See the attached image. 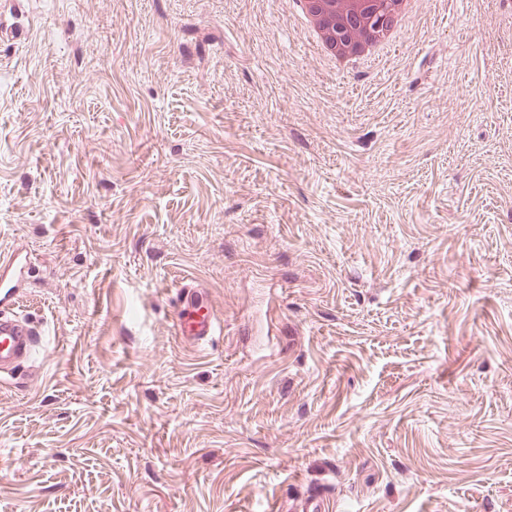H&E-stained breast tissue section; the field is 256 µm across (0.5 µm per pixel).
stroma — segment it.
Instances as JSON below:
<instances>
[{
    "label": "stroma",
    "instance_id": "35a3bbf8",
    "mask_svg": "<svg viewBox=\"0 0 512 512\" xmlns=\"http://www.w3.org/2000/svg\"><path fill=\"white\" fill-rule=\"evenodd\" d=\"M11 3L0 512H512V0L344 71L294 0ZM27 275L16 250H0V374L12 372L25 361L35 362L41 350V336L15 311ZM173 310L176 334L190 347L210 343L221 332L210 296L193 282H183L177 288Z\"/></svg>",
    "mask_w": 512,
    "mask_h": 512
}]
</instances>
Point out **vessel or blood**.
<instances>
[{
    "mask_svg": "<svg viewBox=\"0 0 512 512\" xmlns=\"http://www.w3.org/2000/svg\"><path fill=\"white\" fill-rule=\"evenodd\" d=\"M25 276L17 251H0V374L35 361L41 350L38 331L16 311ZM173 310L176 333L190 347L210 343L221 331L210 296L195 283L178 287Z\"/></svg>",
    "mask_w": 512,
    "mask_h": 512,
    "instance_id": "vessel-or-blood-1",
    "label": "vessel or blood"
}]
</instances>
